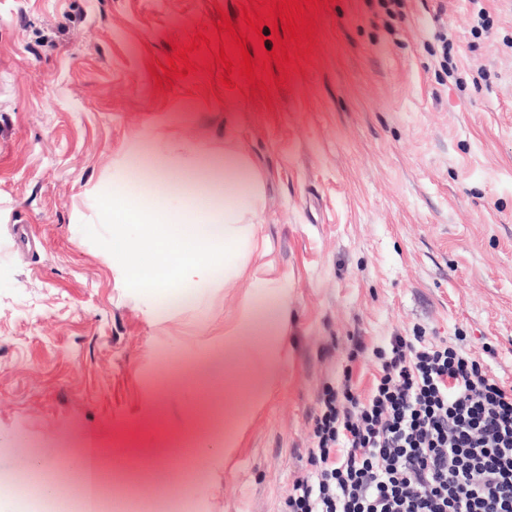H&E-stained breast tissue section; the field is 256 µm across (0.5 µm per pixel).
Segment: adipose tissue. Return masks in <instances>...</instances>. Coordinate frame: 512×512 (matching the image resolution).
<instances>
[{"label":"adipose tissue","instance_id":"ef3b65f1","mask_svg":"<svg viewBox=\"0 0 512 512\" xmlns=\"http://www.w3.org/2000/svg\"><path fill=\"white\" fill-rule=\"evenodd\" d=\"M129 154L152 157L156 182L148 190L118 182L106 216L112 224L144 226L157 260L149 263L126 250L123 264L128 273L143 287L166 290L173 298L183 288H213L242 278L273 296L261 312L244 303L238 322L256 336L258 347L243 379L249 399L224 433L225 447H237L250 412L260 410L282 380L288 339L284 284L270 278L262 262L264 175L240 144L229 141L220 150L200 147L192 163L181 166L151 142H135Z\"/></svg>","mask_w":512,"mask_h":512}]
</instances>
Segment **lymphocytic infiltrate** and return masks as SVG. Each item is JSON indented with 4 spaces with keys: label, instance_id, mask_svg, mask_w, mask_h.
I'll use <instances>...</instances> for the list:
<instances>
[{
    "label": "lymphocytic infiltrate",
    "instance_id": "1",
    "mask_svg": "<svg viewBox=\"0 0 512 512\" xmlns=\"http://www.w3.org/2000/svg\"><path fill=\"white\" fill-rule=\"evenodd\" d=\"M375 357L368 397L348 376L319 396L287 512H512V386L420 333Z\"/></svg>",
    "mask_w": 512,
    "mask_h": 512
}]
</instances>
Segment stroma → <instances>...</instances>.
Wrapping results in <instances>:
<instances>
[{"label":"stroma","instance_id":"obj_1","mask_svg":"<svg viewBox=\"0 0 512 512\" xmlns=\"http://www.w3.org/2000/svg\"><path fill=\"white\" fill-rule=\"evenodd\" d=\"M262 2L0 0V474L35 452L76 484L70 457L94 456L109 498L283 512L319 393L348 368L369 396L391 337L422 330L512 383V0H321L311 54L270 96L225 89L210 51L157 86L180 46ZM139 136L236 141L267 177L288 359L229 460L246 391L224 332L269 295L242 279L176 304L125 274L114 244L148 246L106 210L116 178L154 179L127 164ZM205 443L190 477L169 468Z\"/></svg>","mask_w":512,"mask_h":512}]
</instances>
